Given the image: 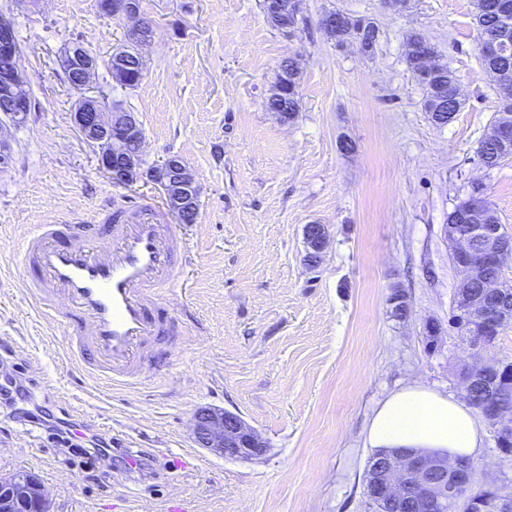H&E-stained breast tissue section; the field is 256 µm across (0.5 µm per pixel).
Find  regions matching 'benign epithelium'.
<instances>
[{
  "label": "benign epithelium",
  "mask_w": 512,
  "mask_h": 512,
  "mask_svg": "<svg viewBox=\"0 0 512 512\" xmlns=\"http://www.w3.org/2000/svg\"><path fill=\"white\" fill-rule=\"evenodd\" d=\"M122 14L128 31L143 46L153 30V21L141 14L135 0L123 2ZM512 49V40L502 37L483 42L487 55H499ZM0 56L10 61L8 69L0 72V170L12 161L10 144L3 138V128L25 123L30 112L28 81L19 68L20 47L15 39L11 12L0 11ZM59 66L75 76L73 87L79 93L71 110V120L81 137L97 149L103 171L112 184L125 187L145 176L164 193L166 202L175 214L198 197L199 188L188 167L176 156H167L160 164L143 167V134L133 112L112 110L104 112L97 96L90 94L95 86L99 61L80 56V42L68 43L59 56ZM512 128V113L500 112L487 137L501 141L500 157L512 155V143L502 136ZM136 146L135 154L128 147ZM470 229L461 233L455 224L445 225L444 234L458 256L456 269L460 275L455 294V310L461 321L460 331L474 350H485L494 340L490 330H500L512 320V289L503 285L499 276L489 272L492 257L512 249V240L503 235L497 214L492 207L474 210L466 215ZM304 236L307 248L316 252L310 265L317 264L327 243V227L308 224ZM499 367L496 361L475 362L460 370L461 390L470 398L475 378L487 379L489 389L500 388L494 377ZM488 421L496 441L512 442V408L502 403L491 410L481 411ZM196 444L201 448L226 456L243 457L258 454L265 448L259 434L236 415L211 408H202L193 416ZM386 479L382 486L370 477L364 479L368 498H388L394 502L407 500L410 476H415L421 494L439 504L441 512H512V489L501 484L472 486L474 470L469 461H450L446 458L419 455L413 452L404 458L382 459ZM31 512H50L49 502L40 482L27 473L0 480V512H20V505Z\"/></svg>",
  "instance_id": "1"
}]
</instances>
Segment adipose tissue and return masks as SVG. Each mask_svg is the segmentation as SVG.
<instances>
[{"label":"adipose tissue","instance_id":"obj_1","mask_svg":"<svg viewBox=\"0 0 512 512\" xmlns=\"http://www.w3.org/2000/svg\"><path fill=\"white\" fill-rule=\"evenodd\" d=\"M366 442L375 450L409 448L448 459L474 457L484 445L481 423L465 403L415 381L374 411Z\"/></svg>","mask_w":512,"mask_h":512}]
</instances>
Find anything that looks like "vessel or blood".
Listing matches in <instances>:
<instances>
[{
	"label": "vessel or blood",
	"mask_w": 512,
	"mask_h": 512,
	"mask_svg": "<svg viewBox=\"0 0 512 512\" xmlns=\"http://www.w3.org/2000/svg\"><path fill=\"white\" fill-rule=\"evenodd\" d=\"M181 245L178 225L147 198L119 213L103 207L90 224H35L21 245L24 288L43 315L63 318L84 374L132 387L147 379L164 299L185 284Z\"/></svg>",
	"instance_id": "1"
}]
</instances>
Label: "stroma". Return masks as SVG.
<instances>
[{
	"instance_id": "1",
	"label": "stroma",
	"mask_w": 512,
	"mask_h": 512,
	"mask_svg": "<svg viewBox=\"0 0 512 512\" xmlns=\"http://www.w3.org/2000/svg\"><path fill=\"white\" fill-rule=\"evenodd\" d=\"M97 3L0 0L36 105L12 129V163L0 171V379L23 386L24 409L75 423L77 436L105 441L118 458L101 472L47 425L0 411V478L34 475L52 512H166L174 500L186 512H374L363 476L376 407L414 380L461 394L454 372L469 350L448 326L458 281L448 214L480 184L512 234V157L487 170L476 154L501 93L480 62L474 0H412L400 14L384 0H300L290 36L269 25L261 0H141L155 31L144 78L109 96L137 114L146 164L179 155L200 187L197 219L181 227L190 291L165 300L171 332L152 350V381L84 389L65 325L27 297L22 234L62 215L91 220L106 202L163 199L145 179L114 186L71 121L77 93L57 63L65 44L80 38L104 62L124 38L125 22ZM330 10L375 21L373 52L328 38L320 19ZM412 29L461 87L448 125L424 112L407 68ZM289 57L300 110L286 122L264 103ZM343 138L353 150H340ZM309 224L329 230L314 267L304 260ZM395 290L406 318L391 313ZM430 321L439 335H427ZM202 407L240 416L263 455L196 446ZM137 452L144 474L126 475ZM474 462L476 484L512 480V456L492 435Z\"/></svg>"
}]
</instances>
